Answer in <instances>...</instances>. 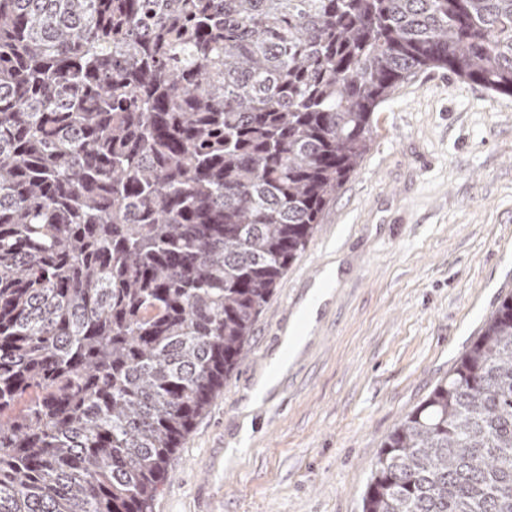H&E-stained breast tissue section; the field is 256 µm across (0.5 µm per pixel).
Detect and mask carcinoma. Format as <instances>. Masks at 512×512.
<instances>
[{"instance_id": "obj_1", "label": "carcinoma", "mask_w": 512, "mask_h": 512, "mask_svg": "<svg viewBox=\"0 0 512 512\" xmlns=\"http://www.w3.org/2000/svg\"><path fill=\"white\" fill-rule=\"evenodd\" d=\"M512 97V0H0V512H152L402 81ZM363 512H512V296Z\"/></svg>"}]
</instances>
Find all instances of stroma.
Listing matches in <instances>:
<instances>
[{"label": "stroma", "mask_w": 512, "mask_h": 512, "mask_svg": "<svg viewBox=\"0 0 512 512\" xmlns=\"http://www.w3.org/2000/svg\"><path fill=\"white\" fill-rule=\"evenodd\" d=\"M509 238L512 97L419 72L375 112L369 152L177 449L152 512H361L388 435L512 295ZM316 286L330 297L310 323L299 312ZM291 329L301 349L253 404Z\"/></svg>", "instance_id": "stroma-1"}]
</instances>
